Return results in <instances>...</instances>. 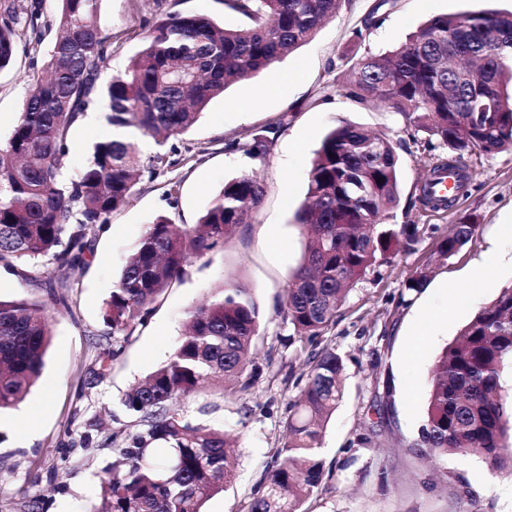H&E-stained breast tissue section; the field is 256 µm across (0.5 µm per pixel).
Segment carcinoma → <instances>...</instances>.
I'll return each mask as SVG.
<instances>
[{
	"instance_id": "carcinoma-1",
	"label": "carcinoma",
	"mask_w": 512,
	"mask_h": 512,
	"mask_svg": "<svg viewBox=\"0 0 512 512\" xmlns=\"http://www.w3.org/2000/svg\"><path fill=\"white\" fill-rule=\"evenodd\" d=\"M57 34L45 75L31 83L23 111L0 143V267L25 279L47 259L60 274L85 262L91 231L128 204L142 177L173 164V143L231 82L269 69L314 37L348 0H224L251 24L227 29L201 14H173L148 26L124 73L101 80L112 36L99 23L100 0H60ZM392 0H375L353 31L360 48L383 23ZM39 6H13L0 22V70L14 56L18 27L38 32ZM350 100L384 102L425 134L431 156L419 201L450 210L456 198L435 194L436 175L450 167L461 193L472 186L465 155L512 148V13L436 15L385 54L357 58ZM100 104L111 131L93 144L88 164L67 176L61 159L70 128ZM281 125H270L228 152L262 160ZM151 138L144 157L128 139ZM308 201L296 213L307 246L285 290L282 312L304 351V385L289 402L285 441L245 512H301L324 477V427L343 397V359L317 339L336 322L355 279L389 261L394 247L417 241L413 224L390 223L399 193V157L381 133L346 124L331 130L310 162ZM263 184L233 178L214 196L196 225L157 217L128 257L112 288L103 321L113 343L145 324L155 304L187 273L195 258L224 249L244 216L256 210ZM463 219L442 240L448 257L474 236ZM188 328L169 359L123 399L139 429L124 438L112 462L108 492L94 512H202L223 489L234 459L221 429L192 426L181 412L187 397L224 379V397L250 388L248 355L262 315L253 289L230 282L190 308ZM51 331L46 304L0 300V411L29 394L44 364ZM512 364V285L480 308L435 362L421 444L431 458L479 457L512 467V421L505 417L501 374ZM165 453H158V448Z\"/></svg>"
}]
</instances>
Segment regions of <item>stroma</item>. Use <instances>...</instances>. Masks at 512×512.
Wrapping results in <instances>:
<instances>
[{
  "instance_id": "stroma-1",
  "label": "stroma",
  "mask_w": 512,
  "mask_h": 512,
  "mask_svg": "<svg viewBox=\"0 0 512 512\" xmlns=\"http://www.w3.org/2000/svg\"><path fill=\"white\" fill-rule=\"evenodd\" d=\"M38 2V35L21 34L11 65L0 71V140L9 136L33 77L41 75L55 37L59 0H0L5 7ZM372 0H351L308 43L250 80L230 84L176 146L174 163L140 181L129 204L92 232L94 250L67 279L65 304L50 303L46 284L0 268V299L46 302L52 342L42 375L26 399L0 414V512H90L104 495L122 434L133 419L122 398L167 361L182 337L188 308L209 299L222 281L253 290L263 313L252 360L261 370L242 397L208 390L187 398L189 422L228 430L236 439L235 466L204 512H243L280 445L288 403L297 395L302 351L279 311L300 263L306 237L295 214L306 197L309 162L324 136L351 124L387 135L399 146L396 224H414L418 238L394 249L390 263L372 267L349 291L322 344L342 356L344 396L323 433L325 477L304 512H512V476L462 455L430 459L418 446L437 355L473 314L512 284V149L466 159L473 187L454 209L432 212L419 201L429 155L405 117L386 104L362 106L345 95L352 60L350 38ZM512 11V0H395L385 23L361 49L382 54L405 42L434 15ZM169 13L210 17L239 28L246 17L223 0H101L100 25L112 36L103 79L123 73L138 52L148 21ZM280 124L268 155L253 160L227 152L261 128ZM103 118L76 122L64 158L67 175L87 164ZM263 183L265 196L249 223L239 225L221 253L194 259L146 325L134 328L98 377V357L111 350L103 312L128 255L152 220L199 221L224 183L244 173ZM177 196H169L170 183ZM478 217L475 235L459 252L441 257L436 243L459 217ZM425 275L410 290L412 277Z\"/></svg>"
}]
</instances>
